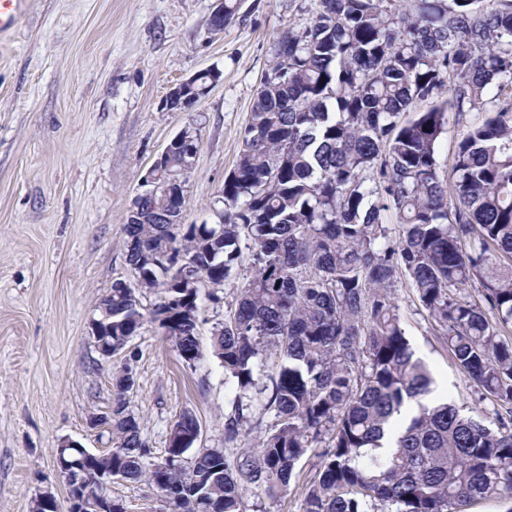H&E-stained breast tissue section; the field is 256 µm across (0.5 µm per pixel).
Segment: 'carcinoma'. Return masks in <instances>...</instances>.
Listing matches in <instances>:
<instances>
[{"label": "carcinoma", "instance_id": "1", "mask_svg": "<svg viewBox=\"0 0 512 512\" xmlns=\"http://www.w3.org/2000/svg\"><path fill=\"white\" fill-rule=\"evenodd\" d=\"M267 56L214 221L168 224L162 198L146 203L125 225L134 280L102 301L112 349L149 319L193 367L202 299L218 303L242 276L210 345L234 392L224 444L238 449L186 456L199 422L184 411L151 460L126 366L113 378L112 448L81 468L146 483L170 512H246L249 491L276 496L320 448L304 512L512 504V0H320ZM221 76L202 71L198 96ZM450 111L462 134L444 175ZM191 161L175 151L162 175ZM168 251L196 268L172 274L154 260ZM401 277L478 402L507 409L497 428L427 401L433 378L392 293ZM254 429L258 443L239 447Z\"/></svg>", "mask_w": 512, "mask_h": 512}]
</instances>
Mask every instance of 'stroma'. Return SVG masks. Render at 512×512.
<instances>
[{
  "label": "stroma",
  "instance_id": "stroma-1",
  "mask_svg": "<svg viewBox=\"0 0 512 512\" xmlns=\"http://www.w3.org/2000/svg\"><path fill=\"white\" fill-rule=\"evenodd\" d=\"M215 0H22L16 33L0 38V512H30L49 488L67 489L54 450L63 439L99 453L109 428L112 375L130 365L129 408L153 460L171 428L196 415L202 448L224 445L229 397L212 358L187 367L158 325L145 322L129 352L102 357L89 337L96 303L132 280L125 225L139 184L166 144L193 120L201 144L182 221L198 224L236 164L242 133L268 69L270 38L314 17L318 0H242L239 20L207 34ZM224 78L193 112H164L169 89L205 68ZM395 301L406 335L435 377V397L482 410L471 380L405 279ZM302 461L281 498L248 495L249 512H304L317 469ZM126 512H169L145 484L113 482Z\"/></svg>",
  "mask_w": 512,
  "mask_h": 512
}]
</instances>
